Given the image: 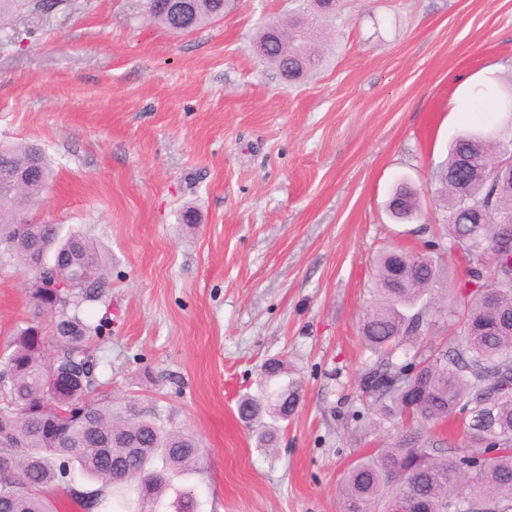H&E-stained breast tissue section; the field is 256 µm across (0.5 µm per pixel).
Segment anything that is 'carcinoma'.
<instances>
[{
	"instance_id": "carcinoma-1",
	"label": "carcinoma",
	"mask_w": 512,
	"mask_h": 512,
	"mask_svg": "<svg viewBox=\"0 0 512 512\" xmlns=\"http://www.w3.org/2000/svg\"><path fill=\"white\" fill-rule=\"evenodd\" d=\"M46 0H0V30L14 13L37 12ZM288 17L262 25L257 44L267 46L262 60L293 84L325 62L321 38L296 34L311 17L325 28L343 10H324L317 0H289ZM234 0H196L181 25L145 0L148 21L174 33L193 32L231 10ZM498 111L512 124V77L500 87ZM512 155V136L465 131L426 186L448 227V255L464 264L452 283L435 259L421 251L391 246L373 260V298L357 332L363 346L377 355L365 374L363 392L379 412L378 427L395 439L360 455L342 478V512H448L462 491L476 500L512 512V332L501 329L512 311V185L499 164ZM35 164L24 188L6 182L13 168ZM52 178L46 153L35 143L0 144V256L29 268L37 252L74 260L82 280L76 292H63L57 303L31 291L33 322L18 327L3 353L0 368V512H54L48 494L71 484V469L99 484L73 492L85 512H202L191 489L174 480L196 469L201 448L187 429L171 427L156 406L129 397L122 402L101 390L93 373L75 379L64 393L48 389L51 369L68 370L93 362L88 345L102 336V324L85 317L87 304L99 302L110 287L112 258L86 237L62 234L58 224L20 227L17 217L35 207ZM422 190L406 180L393 189L388 211L406 223L423 219ZM495 286L494 299L487 288ZM444 291L448 306L420 300L428 291ZM446 317L459 326L454 347L432 342L433 330ZM51 341L56 354L46 359L41 344ZM301 394L288 365L264 366L262 393L242 395L239 419L258 428L266 448L278 439V422L293 413ZM81 405L84 416L72 421L59 410ZM470 412L462 443L445 435L442 425ZM271 422H263L264 417Z\"/></svg>"
}]
</instances>
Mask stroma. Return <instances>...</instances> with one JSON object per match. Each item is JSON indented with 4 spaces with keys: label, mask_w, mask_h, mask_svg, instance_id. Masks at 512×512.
Here are the masks:
<instances>
[{
    "label": "stroma",
    "mask_w": 512,
    "mask_h": 512,
    "mask_svg": "<svg viewBox=\"0 0 512 512\" xmlns=\"http://www.w3.org/2000/svg\"><path fill=\"white\" fill-rule=\"evenodd\" d=\"M288 8L237 0L178 35L144 0H68L0 32V144L40 143L55 170L32 214L112 256L87 310L105 323L95 376L196 435L178 483L203 512H340L344 470L380 436L357 337L372 260L447 233L432 195L424 224L386 202L400 180L425 187L463 131L506 123L461 98L512 74V0H349L327 63L293 85L253 51ZM32 279L0 263V352ZM273 358L302 392L262 448L236 402Z\"/></svg>",
    "instance_id": "35a3bbf8"
}]
</instances>
